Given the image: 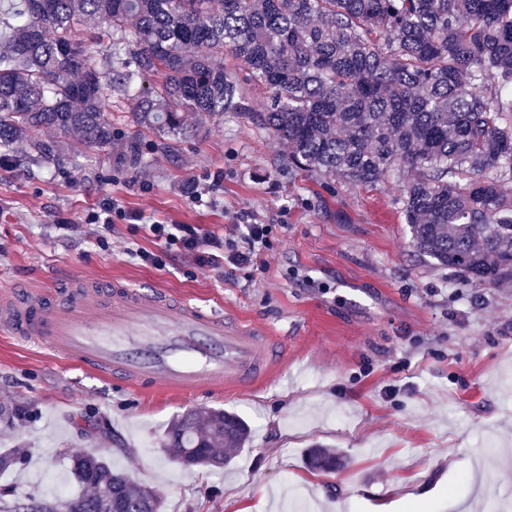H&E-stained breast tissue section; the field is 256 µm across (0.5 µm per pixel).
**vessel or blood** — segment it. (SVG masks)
Returning <instances> with one entry per match:
<instances>
[{
	"mask_svg": "<svg viewBox=\"0 0 512 512\" xmlns=\"http://www.w3.org/2000/svg\"><path fill=\"white\" fill-rule=\"evenodd\" d=\"M0 333L128 389L204 400L263 383L288 362L281 336L165 289L59 278L0 291Z\"/></svg>",
	"mask_w": 512,
	"mask_h": 512,
	"instance_id": "vessel-or-blood-1",
	"label": "vessel or blood"
}]
</instances>
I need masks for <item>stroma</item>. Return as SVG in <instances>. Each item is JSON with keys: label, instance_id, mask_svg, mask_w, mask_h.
Returning a JSON list of instances; mask_svg holds the SVG:
<instances>
[{"label": "stroma", "instance_id": "obj_1", "mask_svg": "<svg viewBox=\"0 0 512 512\" xmlns=\"http://www.w3.org/2000/svg\"><path fill=\"white\" fill-rule=\"evenodd\" d=\"M109 111L119 131L111 145L71 139L64 160L47 163L26 144L0 164V284L59 275L153 284L287 333L290 372L194 402L132 393L0 337V401L37 414L0 426V448L29 458L1 474V486L45 494L51 478L68 477L74 450L108 452L156 490L165 512H279L277 486L321 512H375L405 491L419 499L398 512H472L488 485L512 499V283L471 288L420 256L397 181L287 177L277 169L283 145L232 115L165 151L126 100L111 97ZM132 140L146 152L136 168L126 156ZM219 170L213 203H192L190 183ZM112 196L129 213L238 244L246 210L269 226L268 244L254 265L202 267L143 224L89 223ZM142 251L165 252V267L140 261ZM211 408L243 418L250 439L223 469L181 470L161 450L167 428L187 410ZM314 443L335 450V473L307 469Z\"/></svg>", "mask_w": 512, "mask_h": 512}]
</instances>
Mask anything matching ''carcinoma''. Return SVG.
<instances>
[{"label":"carcinoma","mask_w":512,"mask_h":512,"mask_svg":"<svg viewBox=\"0 0 512 512\" xmlns=\"http://www.w3.org/2000/svg\"><path fill=\"white\" fill-rule=\"evenodd\" d=\"M22 3L0 50V155L29 142L58 161L65 138L111 144V92L163 148L231 112L279 140L290 176L372 186L410 173L399 203L416 251L476 288L512 281V0ZM92 18L100 28L77 37ZM143 74L161 82L130 94ZM43 129L59 141L36 140ZM247 440L238 416L199 410L172 420L163 448L186 469L220 468ZM306 465L332 473L339 461L315 445ZM70 474L82 492L42 503L163 512L104 454L77 453Z\"/></svg>","instance_id":"1"}]
</instances>
